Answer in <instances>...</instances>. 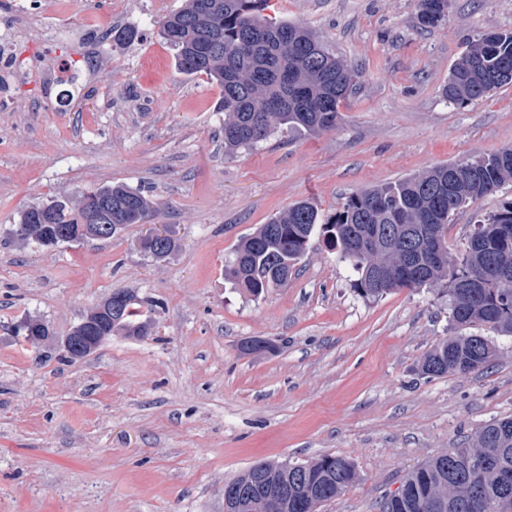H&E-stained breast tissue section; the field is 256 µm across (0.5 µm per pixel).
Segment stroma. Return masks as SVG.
Here are the masks:
<instances>
[{
	"label": "stroma",
	"mask_w": 512,
	"mask_h": 512,
	"mask_svg": "<svg viewBox=\"0 0 512 512\" xmlns=\"http://www.w3.org/2000/svg\"><path fill=\"white\" fill-rule=\"evenodd\" d=\"M0 0L29 49L0 77V512H224V482L255 461L351 458L361 480L322 512H379L426 459L512 415V337L466 375L419 363L449 336L436 291L361 298L346 262L314 243L288 285L255 298L224 264L258 225L301 200L330 215L352 193L512 143V85L449 104L469 41L512 31V0H449L420 25L416 0H269L358 71L336 128L275 133L224 153L221 90L188 76L159 36L184 0ZM116 28L139 40L113 41ZM150 195L177 249L157 260L132 224L109 240L42 249L11 231L20 213L92 187ZM512 185L460 210L448 245ZM118 290L157 301L155 333L117 332L69 362L62 342ZM32 315L49 341H16ZM253 337L271 350L244 351Z\"/></svg>",
	"instance_id": "1"
}]
</instances>
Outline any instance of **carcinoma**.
I'll use <instances>...</instances> for the list:
<instances>
[{
	"label": "carcinoma",
	"mask_w": 512,
	"mask_h": 512,
	"mask_svg": "<svg viewBox=\"0 0 512 512\" xmlns=\"http://www.w3.org/2000/svg\"><path fill=\"white\" fill-rule=\"evenodd\" d=\"M268 0H185L159 21V35L187 75H206L222 90L224 154L253 147L282 128L290 134L319 135L334 129L339 106L352 91L357 71L325 50L300 23L263 15ZM418 19L434 27L448 16V0H417ZM512 32L490 31L471 41L448 75L443 94L463 105L512 84ZM512 182V145L473 160L438 165L393 185L351 194L340 211L322 214L311 201L294 203L259 225L234 249L225 278L258 298L280 288L300 269L314 239L323 238L347 262L354 290L378 299L402 290L438 287L448 298L452 334L440 340L419 365L422 374H468L500 356L496 336H512V201L474 225L462 247H448V225L468 205ZM154 211L141 190L110 185L90 190L76 202L57 199L31 206L21 224H59L69 244L95 238L97 217L111 214L112 234L138 224ZM430 239L441 257L430 261ZM417 251V267L403 257ZM118 321L106 322L96 336L72 344L73 361L94 352L116 331L139 336L149 319L133 295ZM43 320L26 316L16 337H31ZM278 470L288 498L278 512H320L328 501L354 487L360 474L352 460L327 454L279 468L258 460L224 482L237 512H264L250 485L260 472ZM380 512H512V415L483 424L474 437L409 471L399 492L385 495Z\"/></svg>",
	"instance_id": "cac0c4a2"
}]
</instances>
